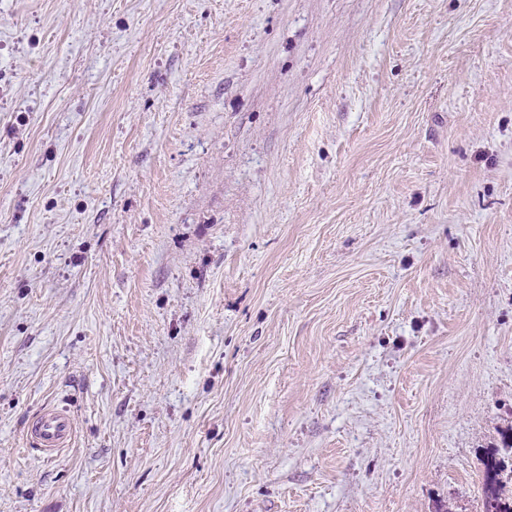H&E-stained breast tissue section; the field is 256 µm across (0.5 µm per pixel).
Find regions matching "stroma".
<instances>
[{
    "instance_id": "1",
    "label": "stroma",
    "mask_w": 512,
    "mask_h": 512,
    "mask_svg": "<svg viewBox=\"0 0 512 512\" xmlns=\"http://www.w3.org/2000/svg\"><path fill=\"white\" fill-rule=\"evenodd\" d=\"M511 426L512 0H0V512H479ZM26 437L44 456L52 457L72 444L73 419L63 409L46 407L28 427Z\"/></svg>"
}]
</instances>
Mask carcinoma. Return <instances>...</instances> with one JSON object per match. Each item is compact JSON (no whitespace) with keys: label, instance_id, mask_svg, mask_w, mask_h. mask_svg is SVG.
Here are the masks:
<instances>
[{"label":"carcinoma","instance_id":"obj_1","mask_svg":"<svg viewBox=\"0 0 512 512\" xmlns=\"http://www.w3.org/2000/svg\"><path fill=\"white\" fill-rule=\"evenodd\" d=\"M484 495L480 512H512V428L482 460Z\"/></svg>","mask_w":512,"mask_h":512}]
</instances>
